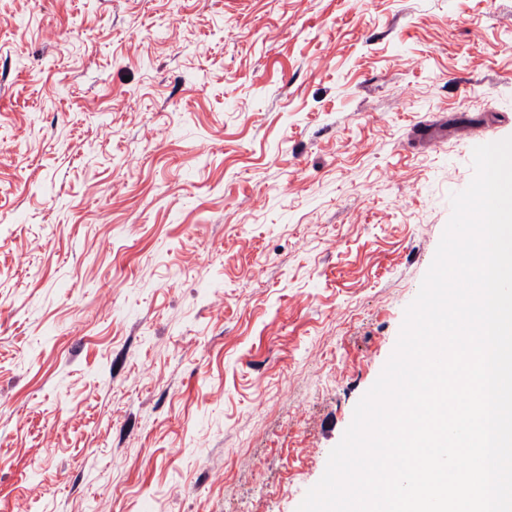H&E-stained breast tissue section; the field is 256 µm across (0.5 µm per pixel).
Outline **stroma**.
I'll use <instances>...</instances> for the list:
<instances>
[{
  "mask_svg": "<svg viewBox=\"0 0 512 512\" xmlns=\"http://www.w3.org/2000/svg\"><path fill=\"white\" fill-rule=\"evenodd\" d=\"M512 137V0H0V512H296Z\"/></svg>",
  "mask_w": 512,
  "mask_h": 512,
  "instance_id": "obj_1",
  "label": "stroma"
}]
</instances>
